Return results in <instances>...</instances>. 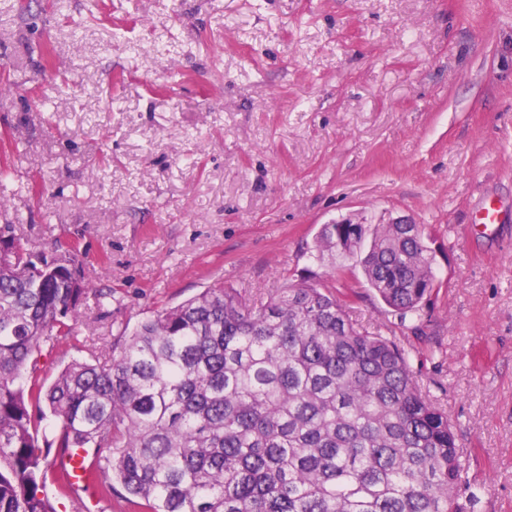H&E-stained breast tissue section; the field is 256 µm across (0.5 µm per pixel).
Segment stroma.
<instances>
[{
	"mask_svg": "<svg viewBox=\"0 0 512 512\" xmlns=\"http://www.w3.org/2000/svg\"><path fill=\"white\" fill-rule=\"evenodd\" d=\"M1 165L0 225L112 294L42 380L218 282L328 287L441 400L464 512H512V0H0ZM399 217L435 256L416 330L314 256Z\"/></svg>",
	"mask_w": 512,
	"mask_h": 512,
	"instance_id": "stroma-1",
	"label": "stroma"
}]
</instances>
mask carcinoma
Returning <instances> with one entry per match:
<instances>
[{"label": "carcinoma", "instance_id": "cac0c4a2", "mask_svg": "<svg viewBox=\"0 0 512 512\" xmlns=\"http://www.w3.org/2000/svg\"><path fill=\"white\" fill-rule=\"evenodd\" d=\"M0 512H56L58 459L120 483L134 512H464L467 461L408 352L325 288L246 299L215 285L39 378L42 346L76 336L112 293L38 265L0 225ZM324 255L357 256L402 321L435 285L417 224H325Z\"/></svg>", "mask_w": 512, "mask_h": 512}]
</instances>
